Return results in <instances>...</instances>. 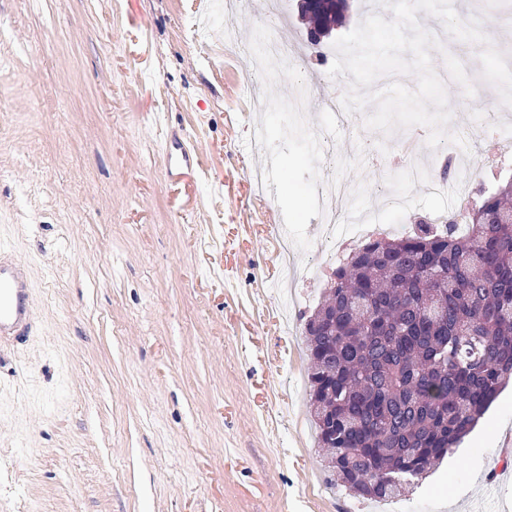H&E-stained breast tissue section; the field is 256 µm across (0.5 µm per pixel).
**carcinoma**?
I'll return each mask as SVG.
<instances>
[{"mask_svg": "<svg viewBox=\"0 0 512 512\" xmlns=\"http://www.w3.org/2000/svg\"><path fill=\"white\" fill-rule=\"evenodd\" d=\"M302 14L340 20L336 0ZM333 276L305 323L313 420L332 481L387 501L512 377V180L465 233L421 224L368 240Z\"/></svg>", "mask_w": 512, "mask_h": 512, "instance_id": "cac0c4a2", "label": "carcinoma"}]
</instances>
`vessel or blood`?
<instances>
[{
  "mask_svg": "<svg viewBox=\"0 0 512 512\" xmlns=\"http://www.w3.org/2000/svg\"><path fill=\"white\" fill-rule=\"evenodd\" d=\"M193 163L194 159L186 149L177 148L166 157V174L170 179H177L184 170L192 168ZM36 316L24 266L0 255V337L24 336Z\"/></svg>",
  "mask_w": 512,
  "mask_h": 512,
  "instance_id": "b4317fda",
  "label": "vessel or blood"
}]
</instances>
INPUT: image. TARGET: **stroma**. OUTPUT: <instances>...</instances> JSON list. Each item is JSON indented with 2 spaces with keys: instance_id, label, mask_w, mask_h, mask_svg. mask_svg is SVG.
<instances>
[{
  "instance_id": "1",
  "label": "stroma",
  "mask_w": 512,
  "mask_h": 512,
  "mask_svg": "<svg viewBox=\"0 0 512 512\" xmlns=\"http://www.w3.org/2000/svg\"><path fill=\"white\" fill-rule=\"evenodd\" d=\"M214 0H0V247L27 268L38 316L0 344V512H512V384L490 428L469 433L391 501L327 485L308 403L305 320L327 288L320 269L325 170L313 126L321 97L293 118L300 79L329 77L336 37L382 12L348 0L334 35L307 41L298 0L282 35L304 43L296 69L256 77V114L239 77L267 32L265 0L216 15ZM419 22L482 85L472 44ZM482 199L512 166L476 151L483 130L512 137L489 98L451 106ZM198 164L165 175L169 132ZM408 136L336 125L334 174L368 184L376 156ZM275 159L268 169L267 159ZM263 171L268 193L251 175ZM296 243L295 269L280 262Z\"/></svg>"
}]
</instances>
